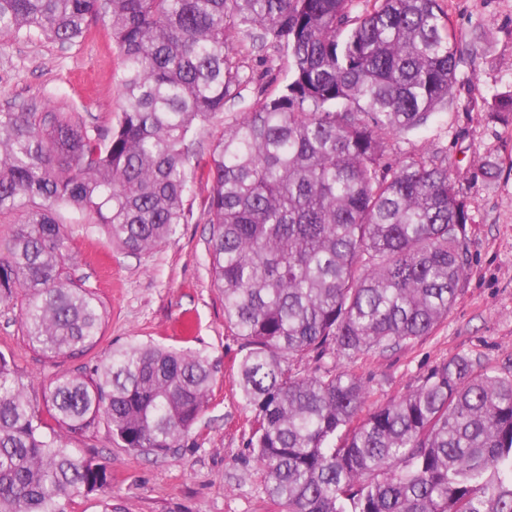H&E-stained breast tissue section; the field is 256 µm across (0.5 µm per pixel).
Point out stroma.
Segmentation results:
<instances>
[{
	"label": "stroma",
	"mask_w": 512,
	"mask_h": 512,
	"mask_svg": "<svg viewBox=\"0 0 512 512\" xmlns=\"http://www.w3.org/2000/svg\"><path fill=\"white\" fill-rule=\"evenodd\" d=\"M444 6L463 44L476 45L477 57L459 64L447 107L422 128L390 140L388 153L396 162L414 155L447 160L471 218V264L447 320L432 335L350 362L368 381L373 405L407 393L457 354L512 372V111L493 108L512 93V0H444ZM226 35L250 78L245 100L275 92L286 58L253 47L235 26H227ZM118 98L115 49L101 25L73 45L0 40V109L34 103L84 113L105 127ZM207 194L205 183H197L193 221L147 253L112 245L98 225H71L68 271L107 309L105 332L86 354L46 357L24 334L20 300L0 303V353L14 361L36 399L57 375L80 373L132 340L200 349L216 361L208 409L172 454L124 448L103 424L69 439L70 447L106 465L122 512H283L269 498L248 446L251 414L239 401L234 368L241 342L226 328L224 302L211 285Z\"/></svg>",
	"instance_id": "1"
}]
</instances>
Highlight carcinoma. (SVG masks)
<instances>
[{
	"instance_id": "cac0c4a2",
	"label": "carcinoma",
	"mask_w": 512,
	"mask_h": 512,
	"mask_svg": "<svg viewBox=\"0 0 512 512\" xmlns=\"http://www.w3.org/2000/svg\"><path fill=\"white\" fill-rule=\"evenodd\" d=\"M0 0V37L71 44L102 23L119 58L118 118L0 111V302L50 358L103 336L106 308L66 271L65 215L131 254L187 224L205 179L213 287L241 340L236 386L249 446L285 512H512V375L467 355L368 407L353 371L301 374L319 351L358 358L433 333L470 265L464 202L448 164L396 163L394 136L442 111L459 42L443 0ZM232 23L288 60L203 157L191 137L247 82ZM214 365L200 351L131 342L37 402L0 353V512L112 504V476L68 437L103 421L124 447L165 457L205 414ZM58 430L45 431L39 405Z\"/></svg>"
}]
</instances>
